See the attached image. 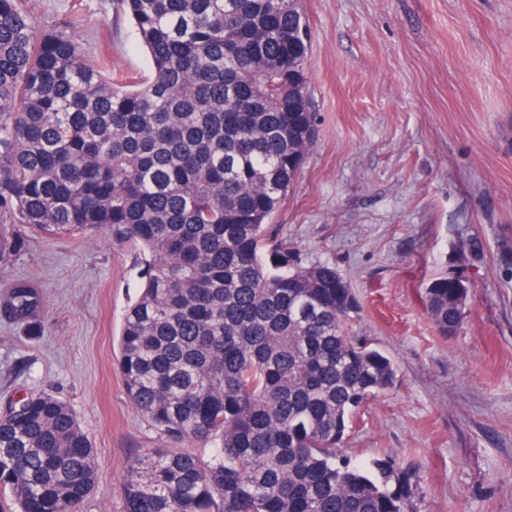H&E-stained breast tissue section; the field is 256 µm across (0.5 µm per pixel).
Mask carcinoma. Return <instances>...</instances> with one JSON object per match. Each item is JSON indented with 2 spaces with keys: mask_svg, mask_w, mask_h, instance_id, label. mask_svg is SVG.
<instances>
[{
  "mask_svg": "<svg viewBox=\"0 0 512 512\" xmlns=\"http://www.w3.org/2000/svg\"><path fill=\"white\" fill-rule=\"evenodd\" d=\"M151 61L115 83L64 26L43 34L0 0V257L4 227L95 233L135 245L144 282L123 316L118 367L134 406L202 458L153 448L121 512H416L419 466L358 463L346 436L396 380L355 336L359 302L336 267L304 265L269 224L314 146L309 22L300 0H119ZM472 285L425 289L443 336ZM18 282L0 314L40 317ZM94 450L50 392L0 412V492L18 512H73Z\"/></svg>",
  "mask_w": 512,
  "mask_h": 512,
  "instance_id": "cac0c4a2",
  "label": "carcinoma"
}]
</instances>
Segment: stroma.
<instances>
[{
    "label": "stroma",
    "instance_id": "1",
    "mask_svg": "<svg viewBox=\"0 0 512 512\" xmlns=\"http://www.w3.org/2000/svg\"><path fill=\"white\" fill-rule=\"evenodd\" d=\"M302 6L317 135L272 224L303 264L336 266L360 302L353 333L397 369L343 450L360 462L417 463V512H512V0ZM23 8L41 32L70 23L86 59L107 58L113 77L149 76L117 0ZM15 230L0 298L24 281L45 311L33 325L0 316V408L53 390L94 448L98 481L77 512H120L138 454L169 445L128 398L116 360L141 256L103 231ZM446 273L472 284L464 326L448 337L423 301Z\"/></svg>",
    "mask_w": 512,
    "mask_h": 512
}]
</instances>
